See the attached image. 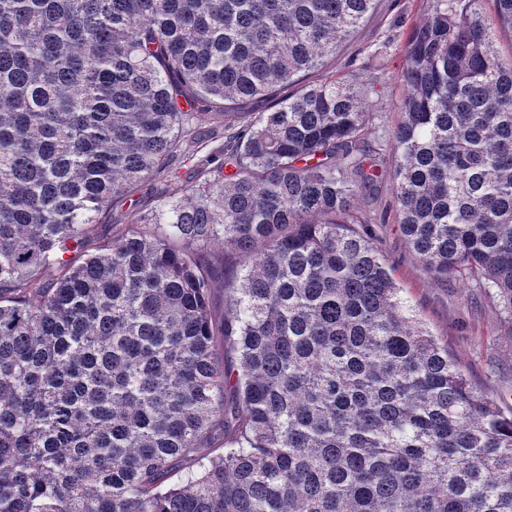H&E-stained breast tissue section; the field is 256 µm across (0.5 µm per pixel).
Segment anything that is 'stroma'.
Listing matches in <instances>:
<instances>
[{
	"label": "stroma",
	"mask_w": 512,
	"mask_h": 512,
	"mask_svg": "<svg viewBox=\"0 0 512 512\" xmlns=\"http://www.w3.org/2000/svg\"><path fill=\"white\" fill-rule=\"evenodd\" d=\"M421 6L422 0H379L355 35L335 57L327 59L320 77L346 79L354 74L366 81L376 74L386 78L389 97L401 96L403 89L396 76L404 65L402 54L391 51L375 58L371 52L387 39L404 41ZM156 204L157 187L150 182L139 186L133 196L114 203L99 215L87 238L86 252H98L119 229L137 223L140 213ZM376 210L386 215L385 223L376 225L375 231L383 255L393 266L394 278L470 379L500 405L512 408V323L506 322L491 290L461 278L435 282L424 275L400 234L388 183L378 187Z\"/></svg>",
	"instance_id": "1"
}]
</instances>
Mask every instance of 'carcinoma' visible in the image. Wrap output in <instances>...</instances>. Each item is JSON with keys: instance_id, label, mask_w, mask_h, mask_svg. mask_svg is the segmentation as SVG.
Masks as SVG:
<instances>
[{"instance_id": "carcinoma-1", "label": "carcinoma", "mask_w": 512, "mask_h": 512, "mask_svg": "<svg viewBox=\"0 0 512 512\" xmlns=\"http://www.w3.org/2000/svg\"><path fill=\"white\" fill-rule=\"evenodd\" d=\"M376 3L0 0V512H512V411L362 206L389 179L424 274L512 320V0H423L382 45L405 59L386 139L379 78L305 81ZM187 160L181 195L65 258Z\"/></svg>"}]
</instances>
